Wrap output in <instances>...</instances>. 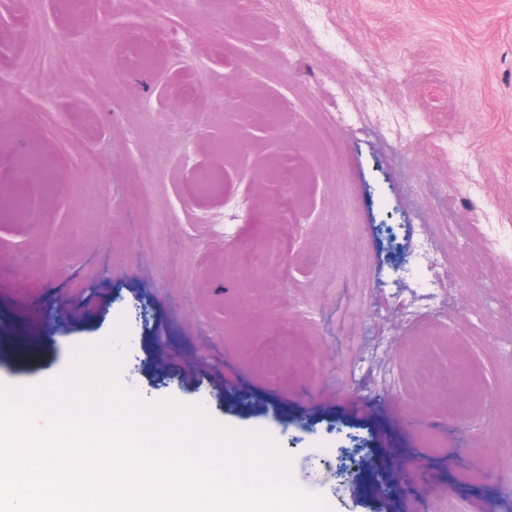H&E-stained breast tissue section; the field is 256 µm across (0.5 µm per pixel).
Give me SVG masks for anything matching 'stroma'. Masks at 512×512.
I'll use <instances>...</instances> for the list:
<instances>
[{
    "instance_id": "stroma-1",
    "label": "stroma",
    "mask_w": 512,
    "mask_h": 512,
    "mask_svg": "<svg viewBox=\"0 0 512 512\" xmlns=\"http://www.w3.org/2000/svg\"><path fill=\"white\" fill-rule=\"evenodd\" d=\"M94 15L0 0V384L117 358L115 408L173 398L265 434L332 512H512V0ZM32 66L42 83L20 87ZM31 141L58 179L28 221L6 201L35 180L11 163ZM285 162L304 185L281 187ZM283 191L284 229L264 221ZM441 225L454 284L418 318L399 271ZM486 225L505 239L467 276ZM460 347L472 407L443 376ZM169 351L192 382L156 370Z\"/></svg>"
}]
</instances>
